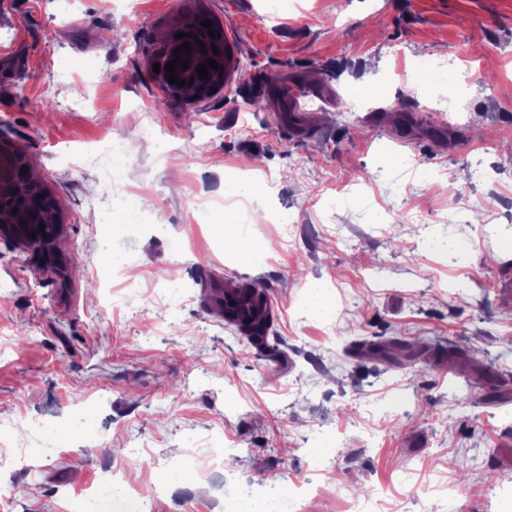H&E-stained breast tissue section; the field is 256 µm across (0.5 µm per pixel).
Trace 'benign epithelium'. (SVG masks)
<instances>
[{
	"mask_svg": "<svg viewBox=\"0 0 512 512\" xmlns=\"http://www.w3.org/2000/svg\"><path fill=\"white\" fill-rule=\"evenodd\" d=\"M182 32L186 36L167 42L162 47L161 55L167 60L181 59L189 60V66L185 69H177L174 75L179 79L190 82V78L197 77V67L201 64L205 65L213 59L214 50L212 46H217L219 55L224 59L223 74L219 81L203 85L199 88V95L207 97L211 91L221 87L231 70L232 61L227 54L224 53V42L221 39L212 38L209 33L196 25V17L192 16L186 19L182 26ZM190 43L191 53L186 51H177L179 45ZM204 43L206 50H200L198 43ZM27 164L26 157L21 148L12 140L3 136L0 137V201L8 198L13 201V209L8 213H0V238H6L16 244L23 251L31 254L34 262L41 266V271L50 273L60 280L66 278V271L69 266V260L63 254L58 253L52 259L48 260L45 256L32 253L33 245L31 238L24 232L23 228L29 224L36 223L33 214L27 209L24 203V195L26 192L25 183L15 176V170Z\"/></svg>",
	"mask_w": 512,
	"mask_h": 512,
	"instance_id": "7a95c632",
	"label": "benign epithelium"
}]
</instances>
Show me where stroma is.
Masks as SVG:
<instances>
[{"label":"stroma","mask_w":512,"mask_h":512,"mask_svg":"<svg viewBox=\"0 0 512 512\" xmlns=\"http://www.w3.org/2000/svg\"><path fill=\"white\" fill-rule=\"evenodd\" d=\"M266 4L0 0V120L73 261L63 282L0 240V512H81L106 468L166 482L175 450L213 443L232 450L223 471L167 482L154 512H228L253 481L324 488L314 512L370 490L383 512H512V0ZM192 15L239 66L191 110L153 66ZM116 132L122 201L74 169ZM229 171L265 199L267 260L213 248ZM455 190L473 203L454 227L466 251L439 256L427 238ZM240 285L268 296L280 356L226 328L213 294ZM470 392L485 402L461 406ZM81 406L94 438L69 426ZM23 427L54 452L16 461Z\"/></svg>","instance_id":"stroma-1"}]
</instances>
